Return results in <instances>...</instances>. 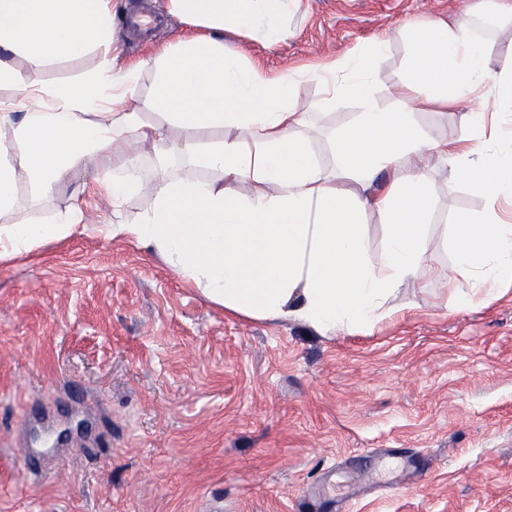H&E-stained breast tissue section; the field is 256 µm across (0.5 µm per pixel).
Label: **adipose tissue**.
I'll use <instances>...</instances> for the list:
<instances>
[{"label":"adipose tissue","instance_id":"ef3b65f1","mask_svg":"<svg viewBox=\"0 0 512 512\" xmlns=\"http://www.w3.org/2000/svg\"><path fill=\"white\" fill-rule=\"evenodd\" d=\"M301 0H165L183 32L145 62L118 64L112 0H0V265L30 261L46 243L87 224L79 199L34 219L17 186L49 198L71 175L94 167L95 189L112 208L149 192L132 224H107L108 239L134 243L225 312L293 321L325 334L374 327L400 311L402 289L419 277L493 303L512 291V66H492L497 46L472 19L408 21L403 73L376 101L377 68L391 37L336 56L311 71L266 74L225 45L284 40ZM88 54L77 78L45 83L41 70ZM154 89L140 95L144 69ZM316 110L345 97L361 110L333 131L330 164L312 150L300 110L305 81ZM470 102L460 134L428 137L415 121L426 106ZM157 119L147 124L146 112ZM221 137L206 140V133ZM150 144L157 165L145 177L134 143ZM448 181L484 197L478 214L457 215L452 270L426 257L434 162ZM389 224L379 258L369 254L366 218Z\"/></svg>","mask_w":512,"mask_h":512}]
</instances>
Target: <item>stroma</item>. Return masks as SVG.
<instances>
[{"label":"stroma","instance_id":"obj_1","mask_svg":"<svg viewBox=\"0 0 512 512\" xmlns=\"http://www.w3.org/2000/svg\"><path fill=\"white\" fill-rule=\"evenodd\" d=\"M479 0H302L277 45L248 57L267 74L310 68L414 19L460 18ZM120 34L130 62L172 39ZM356 100L311 115L312 149ZM430 263L451 266L458 213L482 196L430 182ZM91 225L0 266V512H338L320 487L354 489L353 512H512V300L455 308L432 280L399 297L404 312L372 329L327 335L295 322L226 314L158 259L101 237L129 224L148 196L121 209L82 198ZM49 443L33 462L29 423ZM403 448L407 471L373 482L366 454Z\"/></svg>","mask_w":512,"mask_h":512}]
</instances>
